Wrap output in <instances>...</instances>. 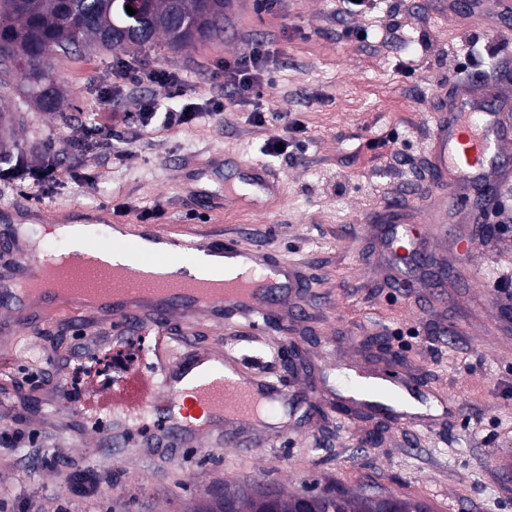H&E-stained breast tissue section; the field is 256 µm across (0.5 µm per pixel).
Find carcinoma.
I'll return each instance as SVG.
<instances>
[{"mask_svg": "<svg viewBox=\"0 0 512 512\" xmlns=\"http://www.w3.org/2000/svg\"><path fill=\"white\" fill-rule=\"evenodd\" d=\"M132 7L140 18L126 12ZM224 33V0H0V97L14 99L13 112L0 113V161L8 157L6 138L13 113L58 112L63 106L52 62L83 49L140 53L164 45L169 50L201 45ZM270 503L242 488L224 486L220 512H431V507L371 486L350 497L338 488L283 500L268 487Z\"/></svg>", "mask_w": 512, "mask_h": 512, "instance_id": "cac0c4a2", "label": "carcinoma"}]
</instances>
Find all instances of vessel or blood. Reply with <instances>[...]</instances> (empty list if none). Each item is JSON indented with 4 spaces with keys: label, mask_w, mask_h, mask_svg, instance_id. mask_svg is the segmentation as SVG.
Segmentation results:
<instances>
[{
    "label": "vessel or blood",
    "mask_w": 512,
    "mask_h": 512,
    "mask_svg": "<svg viewBox=\"0 0 512 512\" xmlns=\"http://www.w3.org/2000/svg\"><path fill=\"white\" fill-rule=\"evenodd\" d=\"M510 110L511 92L458 79L453 95L434 117L427 142L439 196L435 202L419 205L413 215L390 213V230L384 240L389 253H397L400 241L414 243L418 224L453 246L474 242L471 225L480 223L483 211L495 206L498 193L512 190V164L503 159L512 152V127L502 118ZM243 183L257 198L277 189L259 165L248 169ZM473 190L482 191L481 206L463 210L459 199ZM12 231V252L17 259L0 269V301L11 307L9 314L0 317L1 331L35 327L36 303L57 298L52 288L43 289L36 300L18 290V282L37 276L43 253L28 245L25 225H13ZM156 238L174 249L237 258L243 266L233 276L202 272L170 280L154 271L136 250L126 249L125 264L107 268L99 260L111 254L112 245L90 249L91 260L77 269L75 279L80 286L106 295L104 319L93 334L79 337L75 354L59 351L52 358L55 377L49 392L65 411L68 436L83 438L82 428L91 415L90 408L70 399L66 371L72 356L88 358L106 349L119 353L143 342L149 354H164L170 372L183 375L184 381L178 387L167 385L164 375L155 373L149 363L117 371L111 386L93 384L90 392L104 398L111 423L97 437V444L130 437L140 448L251 451L256 436L274 423L271 410L288 400L287 385L248 372L235 355L210 348L179 353L175 347L197 326L217 319H244L253 334H261L270 302L300 287L297 270L258 250L242 248L231 238L189 241L177 230L157 232ZM136 289L153 291L154 300L146 304L130 300L129 292ZM349 380L351 386L343 400L351 408H375L393 421L416 422L419 399L402 373L391 368L355 369ZM146 415L164 420V428L155 432L139 429L137 423Z\"/></svg>",
    "instance_id": "b4317fda"
}]
</instances>
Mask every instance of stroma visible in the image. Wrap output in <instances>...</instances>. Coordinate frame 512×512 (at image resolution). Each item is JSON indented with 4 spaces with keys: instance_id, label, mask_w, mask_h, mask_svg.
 <instances>
[{
    "instance_id": "35a3bbf8",
    "label": "stroma",
    "mask_w": 512,
    "mask_h": 512,
    "mask_svg": "<svg viewBox=\"0 0 512 512\" xmlns=\"http://www.w3.org/2000/svg\"><path fill=\"white\" fill-rule=\"evenodd\" d=\"M336 0H244L232 19L231 40L162 48L76 55L63 60L66 93L61 112L24 113L13 155L37 168L69 169L60 182L0 189V216L39 205L74 214L106 210L136 221L151 214L157 225L188 234L232 233L299 269L309 290L298 297L308 322L295 335L279 320L250 335L243 321L213 331L201 327L188 342L242 356L262 373L293 385L282 409L285 436H258L252 452L182 449L136 456L119 445L94 446L90 437L70 445L46 423L44 392L51 382L48 357L70 349L90 317L62 303L32 330L0 347V425L24 431V448L0 447V498L12 512H59L60 490L83 478L97 492L73 501L75 512H204L224 484H272L293 493L339 484L357 492L365 483L431 504L435 512H512V477L501 476L499 457L512 456V295L497 290L512 278V234L493 233L498 215L479 230L472 252H448L427 271L383 262L372 223L394 200H433L426 141L431 114L457 77L512 85V45L487 51L486 34L501 27L490 0L481 10L437 11L432 0H381L343 16ZM259 41L273 42L272 82L259 100L268 112L255 123L248 111L199 117L191 124L142 137L132 153L93 143L78 147L73 127H106L114 139L132 133L125 120L144 98L206 105L225 94L214 72L224 58L243 55ZM168 68L189 85L187 99L167 98L157 85L112 89L118 62ZM300 119L284 152L269 145L285 121ZM396 135L400 156L388 162L380 140ZM259 164L273 171L280 193L261 202L213 212L201 194L224 193L236 168ZM474 264L486 267L481 286L466 280ZM400 273L410 289L399 294L389 278ZM380 341L413 370L421 390L457 391L462 411L435 428H398L370 417L345 418L320 390L336 382V365H373ZM295 346L287 368L275 354Z\"/></svg>"
}]
</instances>
